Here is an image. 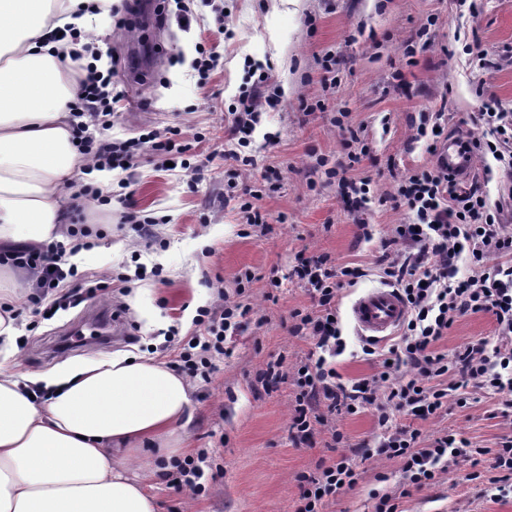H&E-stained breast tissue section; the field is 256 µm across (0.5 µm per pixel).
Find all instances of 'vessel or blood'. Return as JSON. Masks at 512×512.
<instances>
[{
    "mask_svg": "<svg viewBox=\"0 0 512 512\" xmlns=\"http://www.w3.org/2000/svg\"><path fill=\"white\" fill-rule=\"evenodd\" d=\"M464 140L450 136L438 149V163L457 178H469L473 170V159L463 148ZM408 307L393 288H373L359 294L352 302L350 315L356 328L372 338L391 336L405 320Z\"/></svg>",
    "mask_w": 512,
    "mask_h": 512,
    "instance_id": "vessel-or-blood-1",
    "label": "vessel or blood"
}]
</instances>
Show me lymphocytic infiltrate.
I'll list each match as a JSON object with an SVG mask.
<instances>
[{
    "label": "lymphocytic infiltrate",
    "instance_id": "1",
    "mask_svg": "<svg viewBox=\"0 0 512 512\" xmlns=\"http://www.w3.org/2000/svg\"><path fill=\"white\" fill-rule=\"evenodd\" d=\"M249 71L256 79L243 88L231 112L230 135L235 147L227 158L234 163L228 171L232 189L242 172L255 164L248 148L263 114L281 103L279 93L267 91V71L257 63L251 64ZM111 83V76L88 67L76 103L78 110L91 112L96 124L105 128L114 116L108 91ZM472 123L479 133L468 140L467 147L482 162V182L465 185L436 167L405 177L390 196L395 206L414 216L412 223L395 225L391 238L383 243L390 251L382 266L383 277L397 287L409 315L400 343L388 351L379 350L375 341L363 342V356L379 364L374 374L346 384L336 370V359L347 347L336 297L341 288L353 286L363 277V269L336 264L331 256L319 254L299 257L291 270V279L305 288L312 306L293 312L290 332L312 337L315 349L293 371L273 363L258 375L265 387L293 386L291 441L298 446L308 444L322 425L330 429L333 443H342L337 414L369 407L374 408L384 430L374 447L362 449L360 458L343 455L300 475L296 512H322L326 499L353 488L360 476L357 461L361 458L399 460L404 478L423 486L460 459L477 453L468 438L455 433L427 437L410 426L388 431L394 414L429 420L447 407L449 400L466 405L464 389L468 386L500 396L502 414L512 413V113L491 99L484 102ZM178 135L172 128L114 142L82 134L77 147L90 155L96 167L126 170L146 147L165 154L186 152ZM368 152L365 145L348 152L347 164L327 171L340 196L358 213L365 211L369 202L370 181L348 177L347 167L360 163ZM498 174L506 182L493 194L488 184ZM65 256V246L56 243L37 252H16L10 261L12 266L35 270L37 285L47 296L56 295L58 283L74 279L64 298L77 304L94 289L86 278L66 268ZM462 260L472 269L464 278L458 268ZM251 313V307L220 296L195 318L200 332L187 339L172 369L210 381L214 358L223 356L227 338L241 329ZM478 313L492 316L493 339L465 344L451 355L438 350V343L458 318ZM160 469L159 477L167 488L195 497L205 494L209 483L222 474L221 466L206 450L161 463Z\"/></svg>",
    "mask_w": 512,
    "mask_h": 512
}]
</instances>
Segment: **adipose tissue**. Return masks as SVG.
Returning a JSON list of instances; mask_svg holds the SVG:
<instances>
[{
	"instance_id": "obj_1",
	"label": "adipose tissue",
	"mask_w": 512,
	"mask_h": 512,
	"mask_svg": "<svg viewBox=\"0 0 512 512\" xmlns=\"http://www.w3.org/2000/svg\"><path fill=\"white\" fill-rule=\"evenodd\" d=\"M112 0H0V252L76 242L89 183L65 66L76 47L56 32ZM25 277L0 269V354L19 338L10 312ZM192 405L165 363L113 355L49 377L0 369V512H159L144 477L177 455ZM139 475H129V462Z\"/></svg>"
}]
</instances>
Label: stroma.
I'll use <instances>...</instances> for the list:
<instances>
[{
  "mask_svg": "<svg viewBox=\"0 0 512 512\" xmlns=\"http://www.w3.org/2000/svg\"><path fill=\"white\" fill-rule=\"evenodd\" d=\"M135 2L127 27L117 28L108 16L89 20L102 54L99 66L114 70L115 87L124 93L113 127L97 135L123 141L173 127L190 149L174 170L166 169L165 157L144 151L127 171L108 173L106 187L129 195L131 208L114 201L83 205L74 214V223L104 227L99 251L76 259L79 273L128 277L127 293L109 288L46 320L34 318L31 294L22 292L14 305L22 342L0 368L50 375L112 353L168 363L178 350L166 344L164 331L174 325L180 334H192L198 309L216 302L218 293L241 300L255 318L227 342L210 382L191 381L193 410L183 431L188 453L214 451L223 477L198 498L176 493L156 477L146 485L159 512H295L298 476L340 455L323 427L311 446H294L288 439L292 386L268 393L255 381L268 362L281 358L292 367L315 348L312 338L288 332L291 313L311 305L306 290L289 279L295 258L326 253L337 264L365 270V277L337 296L347 349L337 357L336 370L346 382L372 375L376 365L360 356L362 336L348 309L366 289L384 287L382 243L394 225L413 220L406 208H391L384 199L401 179L435 163L426 141L414 138L420 112L444 111L448 129L469 134L470 119L487 96L512 113V0H482L472 17L459 16L456 0ZM424 25L432 47L408 55V44ZM201 44L220 55L206 73L195 67ZM476 47L494 59L493 68H473L470 51ZM328 55L339 62L330 87L322 83ZM250 60L267 65L282 104L264 114L250 145L257 166L241 176L243 184L262 191L267 227L242 238L238 205L226 196L224 152L233 146L228 111L248 79ZM340 112L347 115L344 127L357 130L371 150L350 171L371 180V200L361 216L343 203L319 165L323 158L332 165L347 159L344 127L334 123ZM270 134L276 145L267 144ZM130 209L156 218L152 231L163 246H146L123 225ZM362 220L371 224L372 240L360 239ZM156 267L162 277H153ZM247 270L256 279L242 291L237 277ZM275 278L281 285L273 289L269 282ZM96 307L118 311V337L104 346L68 347L66 331ZM493 333L490 316L468 314L438 348L451 354ZM470 395L466 407L451 404L433 419L399 416L394 423L426 436L460 433L483 449L477 461L459 462L415 487L403 480L399 461L371 459L361 464L356 486L327 500L323 512H375L378 495L386 492L401 512H512V495L495 500L486 493L495 474L492 452L512 437V420L502 417L498 397L475 388Z\"/></svg>",
  "mask_w": 512,
  "mask_h": 512,
  "instance_id": "stroma-1",
  "label": "stroma"
}]
</instances>
